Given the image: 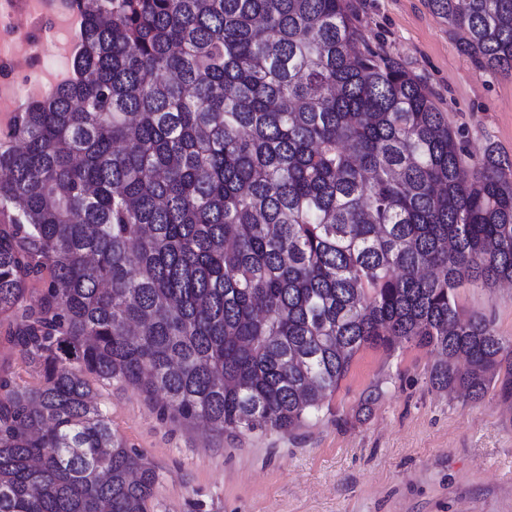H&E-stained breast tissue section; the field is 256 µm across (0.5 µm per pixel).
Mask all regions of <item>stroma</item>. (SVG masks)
I'll return each mask as SVG.
<instances>
[{"mask_svg":"<svg viewBox=\"0 0 512 512\" xmlns=\"http://www.w3.org/2000/svg\"><path fill=\"white\" fill-rule=\"evenodd\" d=\"M370 45L436 92L470 151L512 159V73L478 70L427 0H353ZM512 344V285L458 291ZM430 349L367 348L319 417L289 433H203L136 388L95 391L113 429L160 473L150 512H512V397L435 390Z\"/></svg>","mask_w":512,"mask_h":512,"instance_id":"1","label":"stroma"}]
</instances>
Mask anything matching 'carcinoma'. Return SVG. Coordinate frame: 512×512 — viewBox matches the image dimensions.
Listing matches in <instances>:
<instances>
[{
  "label": "carcinoma",
  "instance_id": "carcinoma-1",
  "mask_svg": "<svg viewBox=\"0 0 512 512\" xmlns=\"http://www.w3.org/2000/svg\"><path fill=\"white\" fill-rule=\"evenodd\" d=\"M428 6L512 72V0ZM60 8L78 45L0 139V512H148L159 474L90 376L229 435L303 425L397 341L437 390L512 396L457 300L512 281V160L471 154L348 0Z\"/></svg>",
  "mask_w": 512,
  "mask_h": 512
}]
</instances>
